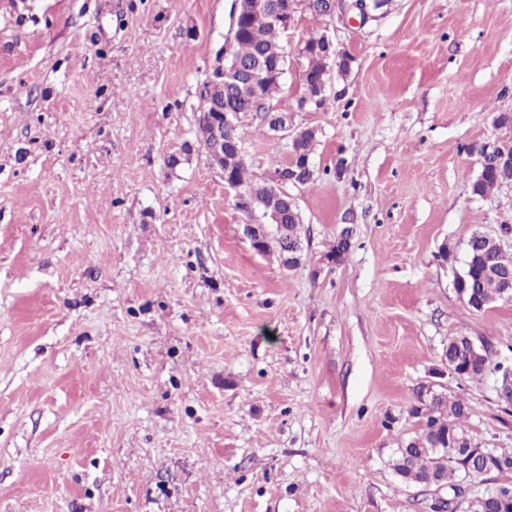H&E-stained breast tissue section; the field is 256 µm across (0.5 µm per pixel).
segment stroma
Returning <instances> with one entry per match:
<instances>
[{"mask_svg":"<svg viewBox=\"0 0 512 512\" xmlns=\"http://www.w3.org/2000/svg\"><path fill=\"white\" fill-rule=\"evenodd\" d=\"M230 8L0 0V512H432L391 466L429 382L512 452V300L455 290L473 232L512 256V184L471 192L473 146L512 140V0H385L361 25L298 0L270 101L317 132L291 270L197 136ZM321 34L352 63L302 109ZM239 122L256 177L286 161L261 113ZM460 335L482 375L442 364Z\"/></svg>","mask_w":512,"mask_h":512,"instance_id":"1","label":"stroma"}]
</instances>
